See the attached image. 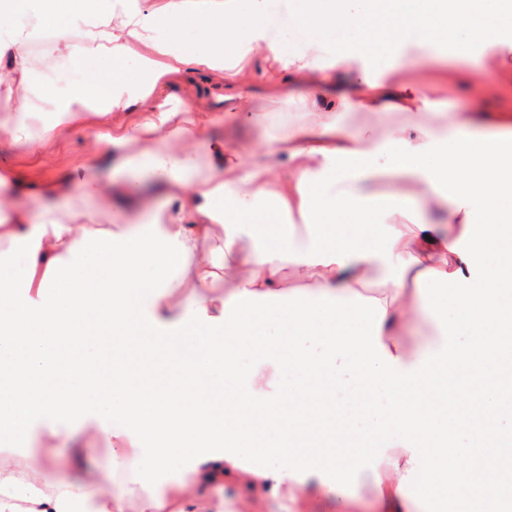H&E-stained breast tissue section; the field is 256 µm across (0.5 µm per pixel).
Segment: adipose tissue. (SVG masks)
Here are the masks:
<instances>
[{"label": "adipose tissue", "instance_id": "adipose-tissue-1", "mask_svg": "<svg viewBox=\"0 0 512 512\" xmlns=\"http://www.w3.org/2000/svg\"><path fill=\"white\" fill-rule=\"evenodd\" d=\"M45 2L57 50L83 69L65 97L45 88L61 114L50 134L64 135L94 100L108 112L151 105L144 122L91 131L90 142L158 181L165 203L152 208L119 181L134 204L114 229L95 210L62 218L11 197L0 241L21 245L25 278L0 265V436L14 446L0 455V512H63L71 500L90 512H204L199 489L226 481L252 498L354 512L348 489L375 434L396 446L375 473L370 512H432L436 500L457 512L461 486L488 489L490 512H512V454L480 466L471 455L475 434L501 423L485 365L512 339V113L445 118L431 84L372 73L364 37L372 19L399 17L411 39L444 45L464 26L471 42L497 43L512 36V0H409L403 10L396 0H313L293 15L281 0ZM342 23L359 40L325 53ZM288 24L307 30L300 49L279 37ZM34 35L0 0V128L36 153ZM91 57L112 76L86 68ZM189 71L208 74L225 122L265 129L291 98L319 118L282 125L252 151L211 142L200 162L206 122L170 109V86ZM350 112L372 117V138L343 133ZM393 112L430 113L437 125H387ZM386 149L398 183L389 193L370 163ZM68 253L73 272L47 280ZM148 264L176 269L198 291L194 307L144 279ZM219 274L226 290L210 294ZM289 277L296 288H285ZM378 280L384 290L367 295ZM422 315L443 336L414 349ZM81 433L139 452L138 501L105 492L111 474L86 465ZM48 436L73 443L74 479L45 477ZM31 453L44 470L21 466Z\"/></svg>", "mask_w": 512, "mask_h": 512}]
</instances>
